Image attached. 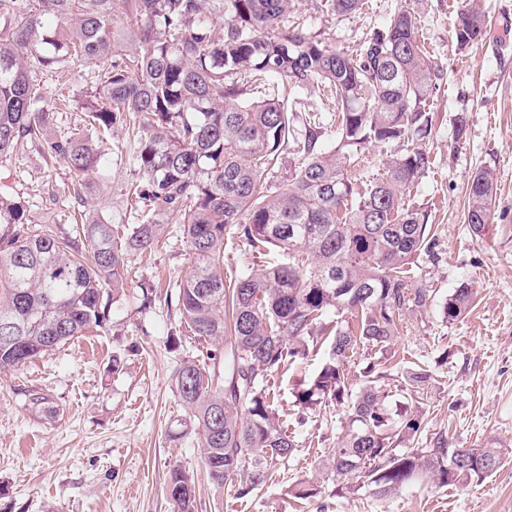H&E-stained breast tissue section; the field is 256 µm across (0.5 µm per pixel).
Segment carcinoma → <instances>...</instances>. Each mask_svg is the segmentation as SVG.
Wrapping results in <instances>:
<instances>
[{
  "mask_svg": "<svg viewBox=\"0 0 512 512\" xmlns=\"http://www.w3.org/2000/svg\"><path fill=\"white\" fill-rule=\"evenodd\" d=\"M364 0H319L321 12L355 15ZM115 26V0H0V166L32 147L44 160H64L79 182L96 169L95 144L131 116L137 162L147 185L126 187L138 224L116 243L114 225L90 216L74 236L32 228L23 201L0 194V370L15 368L89 331L106 327L111 294L126 283L127 254L145 251L174 214L194 263L177 285L184 326L200 338L230 339L223 385L193 359L175 374L178 397L199 431V454L212 482L245 497L292 456L294 441L267 395L269 372L327 343L328 361L297 388L299 407L328 401L347 417L327 462L340 477L366 479L379 497L420 474L439 487L480 484L502 464L487 443L465 451L440 436L416 448L418 410L389 408L387 372L370 366L358 389L343 362L358 347L387 348L405 315L431 297L413 272L431 256L425 212L405 196L430 166L419 141L430 135L441 69L421 48L417 18L397 8L370 28L351 53L291 18L293 0H125ZM224 22L223 33L213 26ZM487 22L466 0L452 38L460 48L485 35ZM132 52L122 54L124 44ZM78 59L97 68L95 101L81 123L55 139L57 112L43 105L41 77L62 74ZM279 80L301 95L323 88L336 104V139L321 144L323 116H301L272 99L242 100L238 82ZM400 144L403 152L358 189L351 166L368 145ZM296 156L279 190L266 192L279 155ZM466 220L482 235L493 221L497 184L488 169L467 186ZM234 232L258 255L276 258L228 279L224 236ZM474 285L461 282L442 306L444 321L465 316ZM347 313L339 322L333 314ZM411 373L407 403L430 385ZM30 408L56 413L39 392ZM175 512H195L193 476L171 470Z\"/></svg>",
  "mask_w": 512,
  "mask_h": 512,
  "instance_id": "carcinoma-1",
  "label": "carcinoma"
}]
</instances>
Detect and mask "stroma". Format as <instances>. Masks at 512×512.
Returning <instances> with one entry per match:
<instances>
[{
  "mask_svg": "<svg viewBox=\"0 0 512 512\" xmlns=\"http://www.w3.org/2000/svg\"><path fill=\"white\" fill-rule=\"evenodd\" d=\"M370 2L362 13L337 20L318 10L319 0H303L306 29L349 52L396 6L415 10L419 39L443 80L432 107L435 127L422 144L431 165L406 203L427 211L435 248L433 258H420L414 269L431 290L428 306L405 317L393 355L361 347L343 370L355 389L370 363L381 364L394 405L408 391L409 372L429 370L419 447H433L442 434L456 448L491 442L505 449V464L476 487L438 488L423 475L385 498L366 486L346 490L345 479L322 464L336 445L345 406L329 403L303 415L294 405L295 384L312 379L327 360L326 348L317 347L268 381L295 440L293 455L247 497L217 487L197 451L196 430L185 424L173 376L188 358L206 373L222 372L225 346L183 326L170 288L188 274L192 255L166 233L151 248L127 255L128 284L116 293L104 330L0 370V512H174L167 482L176 467L195 478L196 512H512V0H478L487 33L465 50L451 40L458 0ZM86 71L78 62L68 80L42 79L45 103L65 114L51 136L82 120L93 90ZM461 113L468 131L458 140L453 130ZM135 151L124 130H115L99 167L111 183L77 192L65 162L45 167L31 149L0 167V193L26 201L38 225L52 218L67 230L78 214L94 212L125 230L138 215L124 187L146 181ZM482 168L497 178V199L495 220L479 236L466 223L465 209L468 181ZM467 280L478 292L475 308L461 320L443 321L444 302ZM31 390L49 398L57 418L29 409ZM302 481L314 485L315 497L292 496Z\"/></svg>",
  "mask_w": 512,
  "mask_h": 512,
  "instance_id": "obj_1",
  "label": "stroma"
}]
</instances>
